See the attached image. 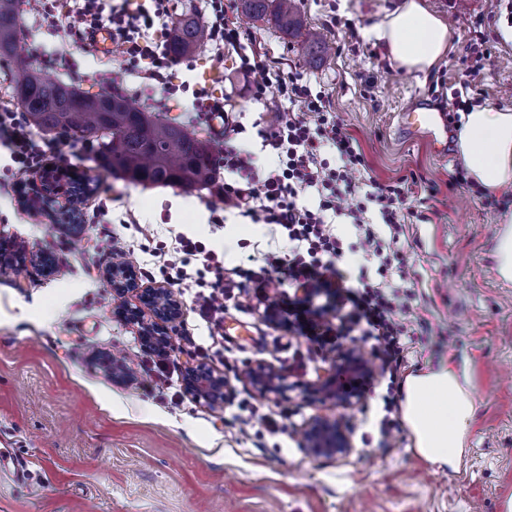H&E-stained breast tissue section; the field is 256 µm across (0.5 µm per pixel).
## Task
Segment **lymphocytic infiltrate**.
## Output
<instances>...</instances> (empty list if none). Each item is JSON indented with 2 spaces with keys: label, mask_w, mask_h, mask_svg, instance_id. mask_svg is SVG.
<instances>
[{
  "label": "lymphocytic infiltrate",
  "mask_w": 512,
  "mask_h": 512,
  "mask_svg": "<svg viewBox=\"0 0 512 512\" xmlns=\"http://www.w3.org/2000/svg\"><path fill=\"white\" fill-rule=\"evenodd\" d=\"M212 10L207 23L214 50V67L224 64L225 52H235L243 71L260 74L257 94L275 87L277 96L292 109L278 113L274 123L259 129L263 147L277 157L275 166L262 169L252 153L232 146L224 149V169L236 174L237 183L224 186V206L238 210L255 224L279 227L288 239L286 257L267 258L264 266L238 268L225 279L224 262L202 243L184 238L170 253L166 266L176 280L186 279L185 256L201 257L206 271L215 274L209 291L196 292L201 315L221 322L224 300L240 282L253 284L259 301L293 337L304 339L314 355L338 354L369 344L378 369L358 368L348 382H337V392L365 397L375 373L397 377L407 361L410 345L426 344L430 329L423 320L404 316L401 286L411 279L410 267L397 244L408 221L426 215L409 205L417 179L380 181L365 177L366 163L356 138L343 130L324 93H312L295 77H283L272 61L263 58L240 28L227 18L223 0H206ZM33 14L64 18L63 26L84 47L93 44L95 30H112V51L139 70L145 88L161 89L165 97L191 93L197 111L220 112L224 102L205 86L173 84V61L168 36L175 22L170 0L131 5L130 0H33ZM0 142L9 147L21 174L45 168L47 148L37 143L22 110L0 108ZM335 150V160L325 157ZM283 274L289 287L303 296L282 298L271 288L274 274ZM332 297L335 323L320 321L310 307L317 294Z\"/></svg>",
  "instance_id": "lymphocytic-infiltrate-1"
}]
</instances>
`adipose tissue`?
Returning <instances> with one entry per match:
<instances>
[{"instance_id":"obj_1","label":"adipose tissue","mask_w":512,"mask_h":512,"mask_svg":"<svg viewBox=\"0 0 512 512\" xmlns=\"http://www.w3.org/2000/svg\"><path fill=\"white\" fill-rule=\"evenodd\" d=\"M391 61L409 71H427L452 47V31L421 0H403L373 30ZM456 149L468 179L482 192L512 199V109L483 105L462 113ZM475 404L453 369L408 377L404 418L419 454L431 465H454Z\"/></svg>"}]
</instances>
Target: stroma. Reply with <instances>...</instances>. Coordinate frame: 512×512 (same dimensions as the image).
<instances>
[{"instance_id":"obj_1","label":"stroma","mask_w":512,"mask_h":512,"mask_svg":"<svg viewBox=\"0 0 512 512\" xmlns=\"http://www.w3.org/2000/svg\"><path fill=\"white\" fill-rule=\"evenodd\" d=\"M298 3L329 52L309 50L303 38L242 10L230 17L284 74L325 92L359 141L370 177L413 175L438 189L430 221L406 225L399 244L412 267L413 312L429 323L433 349L409 353L398 378L448 367L465 374L476 409L459 459L434 470L398 406L390 446L364 445L365 422L382 417L381 403L365 397L345 407L314 396L311 386L328 368L291 369L288 333L266 320L254 294L225 302L216 325L196 309L195 287L168 280L163 250L182 233L223 253L228 272L251 255L287 254V239L271 226L230 213L213 228V211L224 207L223 179L191 193L142 187L95 169L82 143L55 134L54 164L93 180L92 194L77 204L76 234L57 223L59 203L30 216L27 187L16 184L10 151L0 145V240L20 252L47 251L54 264L50 274L0 265V446L28 458L31 471L22 484L0 470V512H500L501 498L512 501V281L496 274L494 255L502 213L469 183H457L459 158L441 161L425 142L395 130L397 113L413 102L444 109L462 89L475 104L512 109V0H424L453 32L452 49L424 73L392 64L371 33L400 0ZM23 25L34 67L51 77L93 93L139 85L123 57L91 56L56 19L27 11ZM477 30L485 58L481 73L469 77L466 46ZM258 80L229 56L212 87L246 128L235 145L266 165L271 158L254 127L268 125L280 104L274 89L257 94ZM108 231L125 240L129 265L154 269V280L140 288L171 289L184 304L166 374L154 370L138 325L116 311L103 278ZM112 355L122 359L126 380L113 378ZM259 362L283 375V395L263 396L250 385L248 372ZM198 363L224 376L228 393L249 406L290 415L291 426L271 436L240 423L237 407L188 394L184 372ZM315 415L345 421L353 455L309 452L302 432Z\"/></svg>"}]
</instances>
